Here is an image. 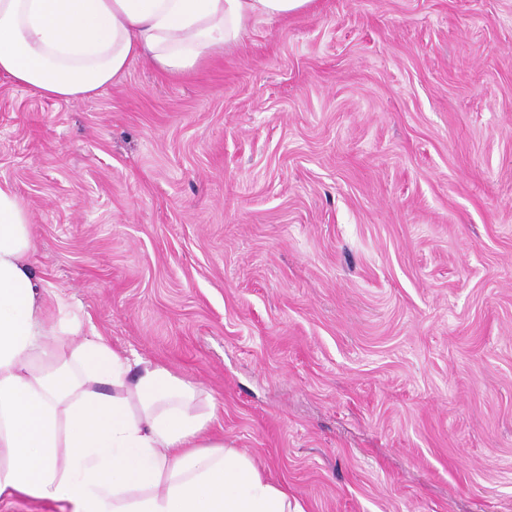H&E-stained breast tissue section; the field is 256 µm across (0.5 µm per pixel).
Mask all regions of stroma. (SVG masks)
I'll use <instances>...</instances> for the list:
<instances>
[{
    "mask_svg": "<svg viewBox=\"0 0 512 512\" xmlns=\"http://www.w3.org/2000/svg\"><path fill=\"white\" fill-rule=\"evenodd\" d=\"M0 181L48 308L306 512H512V0H316L91 100L0 78Z\"/></svg>",
    "mask_w": 512,
    "mask_h": 512,
    "instance_id": "obj_1",
    "label": "stroma"
}]
</instances>
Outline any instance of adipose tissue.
Masks as SVG:
<instances>
[{"label": "adipose tissue", "mask_w": 512, "mask_h": 512, "mask_svg": "<svg viewBox=\"0 0 512 512\" xmlns=\"http://www.w3.org/2000/svg\"><path fill=\"white\" fill-rule=\"evenodd\" d=\"M314 0H0V75L89 100L138 59L179 76L239 45L253 20ZM24 201L0 182V497L71 512H305L232 445L205 438L200 389L165 366L50 323L26 259Z\"/></svg>", "instance_id": "adipose-tissue-1"}]
</instances>
